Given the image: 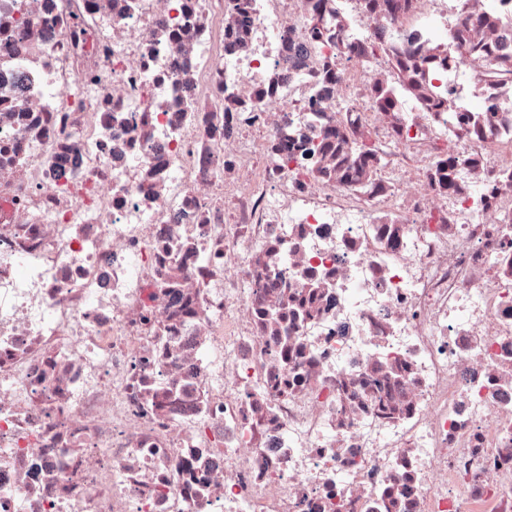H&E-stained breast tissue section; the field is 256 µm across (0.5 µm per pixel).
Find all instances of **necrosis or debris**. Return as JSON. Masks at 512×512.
<instances>
[{"instance_id": "obj_1", "label": "necrosis or debris", "mask_w": 512, "mask_h": 512, "mask_svg": "<svg viewBox=\"0 0 512 512\" xmlns=\"http://www.w3.org/2000/svg\"><path fill=\"white\" fill-rule=\"evenodd\" d=\"M0 512H512V0H0Z\"/></svg>"}]
</instances>
